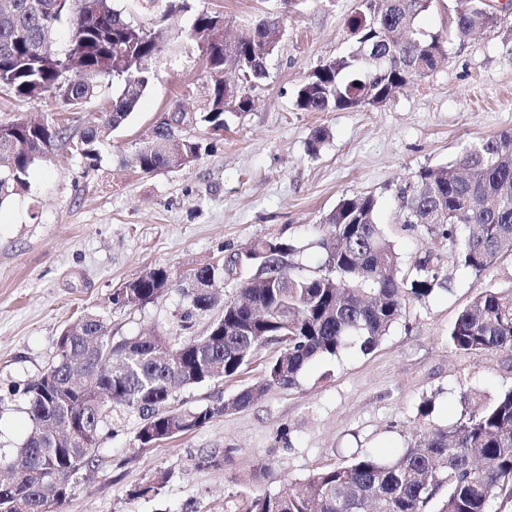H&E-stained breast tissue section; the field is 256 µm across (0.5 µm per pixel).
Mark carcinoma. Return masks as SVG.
Wrapping results in <instances>:
<instances>
[{
    "label": "carcinoma",
    "mask_w": 512,
    "mask_h": 512,
    "mask_svg": "<svg viewBox=\"0 0 512 512\" xmlns=\"http://www.w3.org/2000/svg\"><path fill=\"white\" fill-rule=\"evenodd\" d=\"M144 12L165 18L188 12V0H135ZM432 0H359L346 27L347 53L319 63L300 87L302 112H334L379 106L389 93L434 70L446 54L438 33L414 28ZM214 12L194 15L190 36L206 67L216 75L203 112H178L188 126L202 124L214 137L229 120L250 111L267 77L280 28L268 17L245 22L209 38ZM501 15L459 8L453 29L460 40L496 25ZM70 36L52 48L54 32ZM163 43L162 29L136 24L113 0H0V93L19 99L46 94L71 114L96 97L106 80L115 87L110 109L86 126L74 144L84 159L129 120L149 83ZM227 68L237 73L235 100L224 101ZM167 134L147 137L132 164L144 174L172 171L195 162L203 144L184 137L173 146ZM69 142L68 126L56 118L0 124V205L27 189L30 168ZM402 223L422 226L435 242L457 248L458 261L480 275L512 256V130L466 146L455 161L422 167L397 193ZM372 195L341 199L323 218L318 241L319 273L295 271L289 241L258 240L233 260L190 269L177 287L190 309L217 305L216 284L242 265L254 274L239 281V296L226 301L203 336L170 342L148 335L112 336L88 315L65 329L56 360L27 384L33 429L13 458L0 457V512H57L74 490V477L98 463L101 424L112 407L139 415L136 441L156 445L199 429L225 406L244 408L273 387H291L314 360L332 357L357 339L375 348L401 316L404 302L424 299L445 281L440 254L428 250L412 271L401 273L394 244L377 222ZM469 233L459 240L462 228ZM172 288L165 266H155L112 293L117 307L146 305ZM280 345L255 383L228 404L180 409L175 394L235 377L263 347ZM448 344L463 355L512 353V288H487L457 315ZM469 410L450 428H435L393 462L364 453L352 462L318 470L304 491L257 492L248 512H487L491 499L512 501V388L493 400L464 394ZM224 450L211 448L195 466L218 469ZM168 481L160 472L130 491L154 497Z\"/></svg>",
    "instance_id": "carcinoma-1"
}]
</instances>
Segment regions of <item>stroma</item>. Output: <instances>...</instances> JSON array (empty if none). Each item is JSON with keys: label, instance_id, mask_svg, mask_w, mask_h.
<instances>
[{"label": "stroma", "instance_id": "35a3bbf8", "mask_svg": "<svg viewBox=\"0 0 512 512\" xmlns=\"http://www.w3.org/2000/svg\"><path fill=\"white\" fill-rule=\"evenodd\" d=\"M167 20L163 52L127 124L101 146L98 164L73 149L36 163L26 191L0 206V456L16 454L32 430L23 389L54 360L64 328L88 314L113 336L148 330L171 340L205 334L210 318L190 312L179 289L145 306L112 305L113 291L146 269L172 278L230 260L252 242L282 238L293 261L318 272L321 221L345 197L374 196L377 219L403 263L433 247L424 228L399 222L396 189L422 167L453 161L469 143L512 129V13L465 40L451 37L458 0H432L416 28L446 32L447 57L381 107L302 112L298 89L321 61L344 54L346 20L358 0H191ZM221 12L229 25L250 16L280 23L282 37L250 112L199 159L145 175L130 163L158 117L204 111L212 85L195 41L193 14ZM52 96H0V123L57 115ZM328 127L318 152L311 132ZM448 281L426 299L406 301L399 320L371 351L353 344L317 359L296 385L275 387L248 407L154 447H139L137 414L114 408L102 425L99 465L81 475L60 512H245L252 490H282L313 471L350 463L368 451L393 460L434 428L452 426L476 390L512 388V355H462L448 344L458 312L489 287L512 286V257L477 275L442 252ZM277 346L262 349L246 373L180 391L175 404L224 402L257 378ZM429 403V415L419 407ZM206 448L232 454L200 469ZM170 480L151 499L130 489L154 474Z\"/></svg>", "mask_w": 512, "mask_h": 512}]
</instances>
